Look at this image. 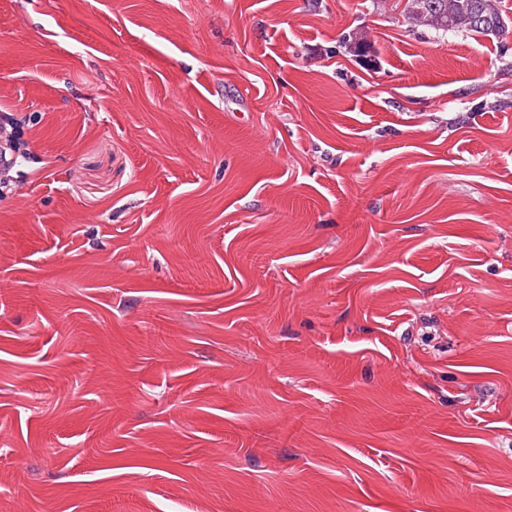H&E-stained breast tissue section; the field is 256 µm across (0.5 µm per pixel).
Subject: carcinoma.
Listing matches in <instances>:
<instances>
[{
  "label": "carcinoma",
  "instance_id": "obj_1",
  "mask_svg": "<svg viewBox=\"0 0 512 512\" xmlns=\"http://www.w3.org/2000/svg\"><path fill=\"white\" fill-rule=\"evenodd\" d=\"M406 17L414 28L445 34L467 31L499 38L508 33L499 0H407Z\"/></svg>",
  "mask_w": 512,
  "mask_h": 512
}]
</instances>
